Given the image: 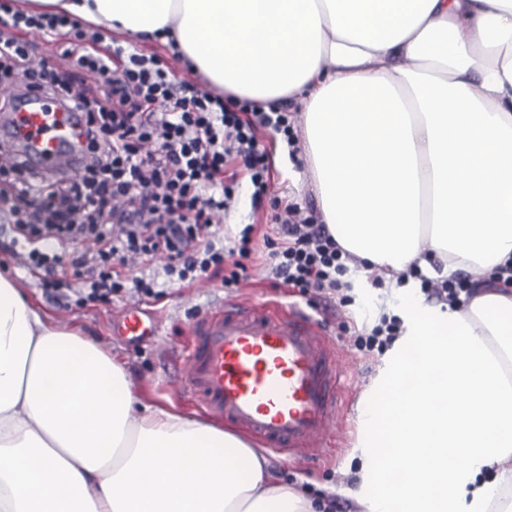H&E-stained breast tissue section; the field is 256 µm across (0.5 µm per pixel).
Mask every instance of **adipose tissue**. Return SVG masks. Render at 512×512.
<instances>
[{
  "label": "adipose tissue",
  "mask_w": 512,
  "mask_h": 512,
  "mask_svg": "<svg viewBox=\"0 0 512 512\" xmlns=\"http://www.w3.org/2000/svg\"><path fill=\"white\" fill-rule=\"evenodd\" d=\"M174 38L233 96L301 106L304 161L363 297L404 317L359 415L366 512H512V0H26ZM472 276L466 304L420 277ZM491 480H482L483 472ZM0 512H313L236 434L0 276Z\"/></svg>",
  "instance_id": "adipose-tissue-1"
}]
</instances>
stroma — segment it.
Segmentation results:
<instances>
[{"label":"stroma","mask_w":512,"mask_h":512,"mask_svg":"<svg viewBox=\"0 0 512 512\" xmlns=\"http://www.w3.org/2000/svg\"><path fill=\"white\" fill-rule=\"evenodd\" d=\"M270 152L274 175L273 190L282 202L296 204L303 214L318 213L317 195L311 186L296 188L294 180L305 166L299 152L288 151L282 135L273 130L259 134ZM274 210L270 204L254 208L247 177H240L239 187L224 217V234L232 237L248 224L257 234L272 231ZM251 298L270 303L295 302L322 321L338 348V366L343 372L345 391L342 394L343 413L336 446L324 461L308 465L296 464L284 454L266 451L265 457L283 484L307 498L322 500L333 497L348 504L350 512H363L355 498L357 471L361 460L357 451L359 438L358 415L361 398L378 373L381 357L355 345L358 333L371 329L386 305L352 302L343 306L327 302L314 295L301 296L289 288H277L268 267L257 265L250 280L241 286ZM29 301L48 313L62 327L78 328L82 337L123 360L131 374L134 388L143 400L175 407L187 414L198 409L181 396L177 383V357L188 340L190 326L197 315L210 308L220 297V284L202 281L192 288L171 284L164 301L148 303L147 311L162 322V335L156 340L133 342L115 333V324L126 308L135 305L134 297L113 298L109 301H88L56 305L46 297L38 283L26 288Z\"/></svg>","instance_id":"obj_1"}]
</instances>
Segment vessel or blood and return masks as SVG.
Here are the masks:
<instances>
[{"label": "vessel or blood", "mask_w": 512, "mask_h": 512, "mask_svg": "<svg viewBox=\"0 0 512 512\" xmlns=\"http://www.w3.org/2000/svg\"><path fill=\"white\" fill-rule=\"evenodd\" d=\"M83 113L40 91L14 95L0 114V163L24 157L46 174L72 173L81 150ZM121 335L158 336V319L139 307L124 312ZM186 391L213 418L266 448L316 462L334 445L340 413L336 348L320 322L302 309H280L228 296L195 318L182 352Z\"/></svg>", "instance_id": "b4317fda"}]
</instances>
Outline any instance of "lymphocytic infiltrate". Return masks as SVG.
<instances>
[{
  "label": "lymphocytic infiltrate",
  "instance_id": "1",
  "mask_svg": "<svg viewBox=\"0 0 512 512\" xmlns=\"http://www.w3.org/2000/svg\"><path fill=\"white\" fill-rule=\"evenodd\" d=\"M33 34L75 57L78 75L33 63ZM0 82L41 90L87 115L79 175L36 173L19 160L0 166L9 249L25 253L50 298L66 304L131 292L157 302L164 282L190 288L205 278L229 290L249 279L260 242L276 280L298 293L345 288L346 251L295 205L274 201V235L255 240L249 224L224 238L220 217L239 174L249 178L253 204L269 198L271 166L258 132L273 129L295 145L289 113L174 80L157 57L101 47L98 32L68 16L30 13L12 0H0ZM160 256L162 275H129L131 264ZM66 261L87 275L72 290L55 278Z\"/></svg>",
  "mask_w": 512,
  "mask_h": 512
}]
</instances>
